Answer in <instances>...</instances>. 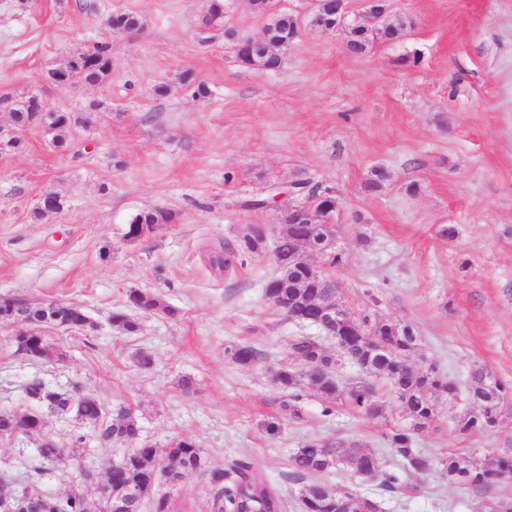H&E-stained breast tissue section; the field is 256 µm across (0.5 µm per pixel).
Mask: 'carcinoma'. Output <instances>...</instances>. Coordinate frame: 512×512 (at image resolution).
<instances>
[{
    "label": "carcinoma",
    "instance_id": "1",
    "mask_svg": "<svg viewBox=\"0 0 512 512\" xmlns=\"http://www.w3.org/2000/svg\"><path fill=\"white\" fill-rule=\"evenodd\" d=\"M297 20L288 14L278 15L267 29L273 37L289 43L290 37L298 33ZM353 50L357 54L365 52L376 38H394L398 31L383 32L353 28L350 30ZM112 69L110 46L96 45L88 51V56L76 61L72 75L76 81L96 84L102 81ZM13 117L23 128L41 126L51 134V144L59 151L70 147L69 132L75 125L84 127L94 123L99 105L91 103L84 113L49 111L34 95L15 99L11 103ZM318 223L299 228L288 223V215H283L279 235L273 251L277 272L265 284L264 296L272 305H277L279 297H288L286 317L297 323L312 324L322 312V298L325 285L330 281L326 273L316 281L308 276L305 253L298 246V238L313 234L317 249L323 253L328 265L336 267L342 262L339 253L327 248L336 228L331 224L320 223L325 213L315 207ZM173 214L162 208L135 214L128 222L125 236L132 231L144 238L161 224H168ZM262 231L253 229L242 236L237 247L221 249L212 258V264L220 269H228L234 261L243 257L262 254L257 241ZM135 310H159L166 314L173 310L164 305L155 294L143 290H131L127 294L126 308L112 312V327L122 335L135 336L140 332V324L135 319ZM0 320L7 323L24 322L32 331L30 336H13L17 351L32 356H48L53 353L46 338L35 332L38 325H51L66 332H81V313L77 306L72 310L59 307V302L49 301L29 305L4 298L0 300ZM349 352L354 355L359 367L369 374L382 377L399 391L400 409L412 420L408 429H396L388 437L390 448L400 459L402 471L425 472L424 458L413 448L412 433L424 428L433 421L437 413L436 400L448 393V381L435 371L417 373L404 370L400 363L407 361L409 354L417 346V337L408 325H398L373 320L364 315L357 323L356 330L344 337ZM290 349L296 363L283 365L272 372L274 384L288 397L284 407L293 415H298L297 402L301 399L300 390L309 385L315 388L329 404L341 398L336 389V375L330 366L336 364L338 354L329 351L321 342L299 336L292 340ZM232 362L249 366L259 360L260 352L248 343L230 345L225 349ZM472 398L477 409L460 421L459 431L472 433L486 431L491 421L501 422L503 406L512 402V388L495 379L484 368L475 369ZM28 406L24 411L0 412V441L25 438L35 444L36 458L32 470L41 475L50 470L62 457L63 449L45 430L43 411L58 415L75 414L77 420L97 428V437L104 442L128 444L130 448L122 458L113 464L106 475L111 487L112 508L110 512H142L149 507L152 512H174L169 493L150 496L159 485L175 489L182 478L193 472H204L214 489L211 512H224L231 509L262 508L268 512H280V500L259 477L251 475L237 492L235 498L224 499V477L222 468H206V460L197 443L191 439L177 437L165 447L152 445L131 447L138 440L137 422L130 408L121 407L115 418L106 419V408L96 399L81 394L77 400L71 395L51 388L43 379L33 378L26 385ZM349 404L372 418L382 415L384 402L377 389L368 381H361L347 390ZM342 449L341 460L357 474L367 472L369 460L377 456L359 443L336 441ZM294 475L307 477L326 473L336 468L334 455L327 449V442L310 439L295 449L290 457ZM448 483L475 490L477 497L472 503V512H501L506 499L492 493L497 483L512 478V457L490 455L481 464L457 453H450L443 461ZM91 471L82 469L75 479L74 488L64 497L48 496L32 483L16 485L21 499L31 495L42 498V512H101L100 501H93L81 489L84 482L81 476ZM301 512H364V503L354 499L346 504L336 503V489L323 483H313L304 487L299 498Z\"/></svg>",
    "mask_w": 512,
    "mask_h": 512
}]
</instances>
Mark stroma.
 I'll use <instances>...</instances> for the list:
<instances>
[{"mask_svg": "<svg viewBox=\"0 0 512 512\" xmlns=\"http://www.w3.org/2000/svg\"><path fill=\"white\" fill-rule=\"evenodd\" d=\"M208 5L0 0V97L32 91L46 108L74 113L100 105L95 124L71 128L68 151L35 127L23 133L20 152L0 156V297L73 302L96 325L72 335L40 327L55 354L33 357L17 352L11 326L0 324V410L26 407L34 375L61 391L80 384L109 410L133 408L140 442L161 448L182 436L209 466L230 473L248 463L278 494L281 512L299 510L304 482L289 459L307 440L355 441L384 471L397 470L387 437L410 422L386 380L376 381L385 403L379 418L344 399L326 405L308 386L298 415L283 408L272 372L291 362L293 338L319 331L265 299L272 254L223 272L209 263L212 243L235 246L251 227L276 237L282 211L299 201L293 184L307 179L339 202L337 301L360 316L410 325L418 348L409 364L436 368L457 387L412 434L431 464L405 474L414 495L387 493L380 478L363 480L343 466L320 480L358 489L384 512H470L472 491L443 474L448 453L476 462L512 457V406L493 430L458 431L474 408V368L512 384V0H392L389 21L404 25L403 38L376 40L357 56L346 49L347 30L310 25L308 0H268L262 12L250 0H228L212 24ZM116 11L140 14L142 29L108 28L104 19ZM282 13L297 18L299 34L280 48V69L243 66L226 30L258 37ZM98 42L112 51L103 82L42 81ZM185 72L209 95L182 87ZM162 83L172 91L160 98L153 89ZM379 167L388 179L368 189ZM49 191L66 199V210L33 220ZM272 195L277 204L252 207ZM154 208L171 211L173 221L128 240L130 218ZM133 289L154 292L174 315L137 312L140 333L121 335L111 315ZM236 343L252 344L260 361L232 363L224 349ZM142 351L153 355L152 370L138 367ZM185 378L190 388H182ZM44 420L61 445L86 437L80 454L64 453L39 476L46 494L67 493L82 468L105 475L123 452L74 416ZM171 496L175 512L211 510L201 473L186 475Z\"/></svg>", "mask_w": 512, "mask_h": 512, "instance_id": "stroma-1", "label": "stroma"}]
</instances>
